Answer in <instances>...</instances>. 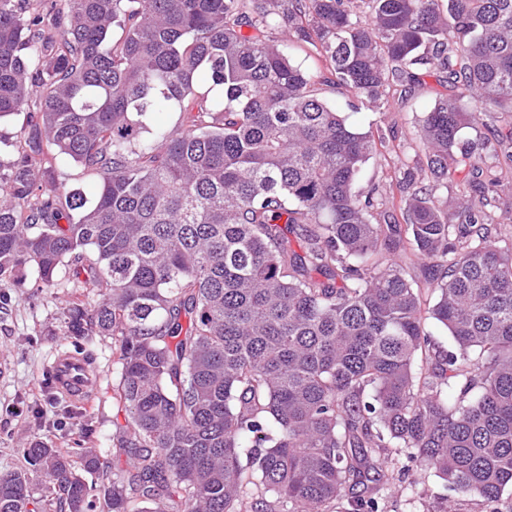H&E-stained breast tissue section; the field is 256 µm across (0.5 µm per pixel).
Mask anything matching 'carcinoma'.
<instances>
[{
    "label": "carcinoma",
    "instance_id": "cac0c4a2",
    "mask_svg": "<svg viewBox=\"0 0 512 512\" xmlns=\"http://www.w3.org/2000/svg\"><path fill=\"white\" fill-rule=\"evenodd\" d=\"M424 76L448 93L413 164L359 193L385 136L319 86L383 114ZM32 104L41 144L0 159V288L95 292L64 324L112 337L127 466L35 441L0 512H331L359 487L379 512L402 453L487 504L512 487V121L462 139L512 115V0H0V120ZM55 177L58 181L65 182L70 187L81 188L87 194L92 193L96 183L93 176L83 174L80 167L74 165L65 157L58 161L55 167Z\"/></svg>",
    "mask_w": 512,
    "mask_h": 512
}]
</instances>
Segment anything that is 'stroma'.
Wrapping results in <instances>:
<instances>
[{
  "label": "stroma",
  "mask_w": 512,
  "mask_h": 512,
  "mask_svg": "<svg viewBox=\"0 0 512 512\" xmlns=\"http://www.w3.org/2000/svg\"><path fill=\"white\" fill-rule=\"evenodd\" d=\"M441 91L435 77L425 78L407 102L391 101L382 114L353 108L350 93L334 85L325 86L322 96L350 125L365 130L377 124L386 139L402 141ZM73 291L72 282L64 278L57 287L39 289L31 271L21 286L0 288V357L6 361L0 372V473L22 468V450L34 441L71 448L86 420L94 425L86 447L106 454L114 423L124 417L112 399L117 374L111 339H96L77 349L64 334L63 311ZM62 350L76 352L91 364L96 389L88 401L63 397L52 382L50 368ZM398 464L406 475L381 491L380 512H487L480 497L448 490L433 470L405 458Z\"/></svg>",
  "instance_id": "obj_1"
}]
</instances>
